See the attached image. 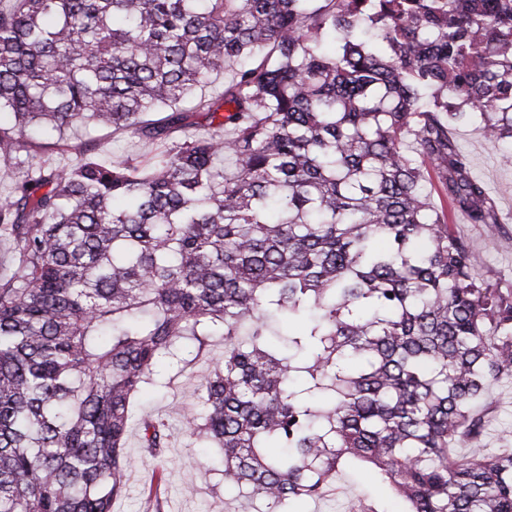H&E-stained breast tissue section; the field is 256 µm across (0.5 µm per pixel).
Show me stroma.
I'll list each match as a JSON object with an SVG mask.
<instances>
[{
	"instance_id": "1",
	"label": "stroma",
	"mask_w": 512,
	"mask_h": 512,
	"mask_svg": "<svg viewBox=\"0 0 512 512\" xmlns=\"http://www.w3.org/2000/svg\"><path fill=\"white\" fill-rule=\"evenodd\" d=\"M457 147L467 156L471 170L485 185L502 218L498 224H472L462 216H454L459 235L468 244L480 277L500 287L512 288V165L504 164L498 150L490 147L477 124H457L451 130ZM81 140L94 141L101 159L116 154L148 157L153 147L139 143L124 132L86 127ZM222 343H214L207 355L199 357L186 372L174 379L166 392L147 391L141 394L142 405L164 417L176 432L167 449L162 466L166 480L161 487L165 512H226L229 493L224 490L221 475V452L204 447L195 439L180 433L181 417L193 399L199 380L212 367V360L222 354ZM495 403L489 411L490 424L483 439L486 447L496 448L504 432H512V383L505 382L492 390ZM127 491L114 505L113 512H146L142 490L149 484L151 469L142 461L139 434L130 430L127 441ZM208 458L212 470L199 476L197 463ZM194 483L193 494L184 487ZM368 496L383 501L386 512H401L399 506L385 499L376 473L367 468L337 476L324 500L303 504V512H335L349 498Z\"/></svg>"
}]
</instances>
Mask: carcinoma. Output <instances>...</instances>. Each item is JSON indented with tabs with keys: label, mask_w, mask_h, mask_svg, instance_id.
Returning <instances> with one entry per match:
<instances>
[{
	"label": "carcinoma",
	"mask_w": 512,
	"mask_h": 512,
	"mask_svg": "<svg viewBox=\"0 0 512 512\" xmlns=\"http://www.w3.org/2000/svg\"><path fill=\"white\" fill-rule=\"evenodd\" d=\"M0 112V512H112L133 424L163 512L173 433L135 400L217 337L182 431L220 449L233 512L363 466L402 512H512V446L480 445L512 289L425 192L500 223L449 129L480 119L512 162V0H13ZM198 113L208 133L140 161L70 143L163 142ZM33 127L80 159L46 165ZM82 141L93 140L95 151L102 160H107L115 154H125L132 157H150L154 153V148L142 143L137 139L131 138L122 131H113L112 129H99L88 126L78 133Z\"/></svg>",
	"instance_id": "cac0c4a2"
}]
</instances>
